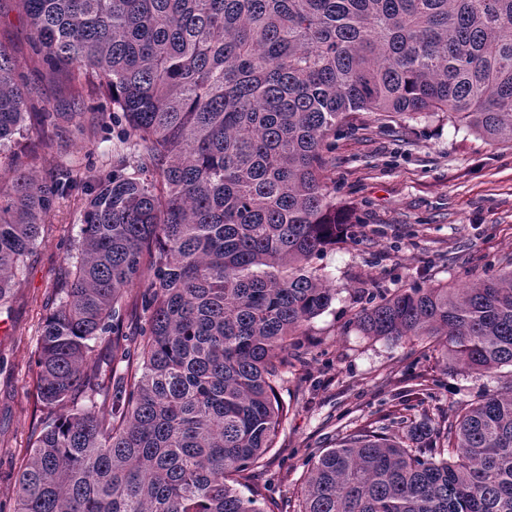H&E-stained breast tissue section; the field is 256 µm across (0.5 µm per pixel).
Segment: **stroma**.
I'll return each mask as SVG.
<instances>
[{"mask_svg":"<svg viewBox=\"0 0 512 512\" xmlns=\"http://www.w3.org/2000/svg\"><path fill=\"white\" fill-rule=\"evenodd\" d=\"M0 42L31 74L42 106L72 107L67 86L30 53L26 22L9 4L0 9ZM41 150L55 169L80 176L91 166L109 169L112 160L111 140L69 132ZM327 176L351 226L311 262L336 297L309 326L304 365L276 386L287 415L263 478L278 500H296L314 458L357 427H385L399 414L426 422L512 384L507 367L493 377L444 367L432 340L369 338L349 326L366 301L364 289L459 288L486 263L512 257V148L455 130L442 116L361 112L337 138ZM81 220L79 200L58 205L16 274L12 300L0 307V512H11L31 447L37 341L58 304L55 286L69 268L65 246L78 237ZM424 379L430 387L421 402L404 407L402 393Z\"/></svg>","mask_w":512,"mask_h":512,"instance_id":"35a3bbf8","label":"stroma"}]
</instances>
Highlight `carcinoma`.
Returning a JSON list of instances; mask_svg holds the SVG:
<instances>
[{"label": "carcinoma", "mask_w": 512, "mask_h": 512, "mask_svg": "<svg viewBox=\"0 0 512 512\" xmlns=\"http://www.w3.org/2000/svg\"><path fill=\"white\" fill-rule=\"evenodd\" d=\"M13 2L42 66L104 105L87 128L37 106L0 46V306L60 201L85 196L12 512H281L256 472L285 416L275 383L335 299L309 269L348 225L328 153L358 112H446L511 146L512 0ZM67 126L115 133L112 168L47 177L48 158L10 151ZM367 299L365 336L512 367V260ZM398 424L422 447L353 431L318 456L298 512H512V384L436 427Z\"/></svg>", "instance_id": "1"}]
</instances>
